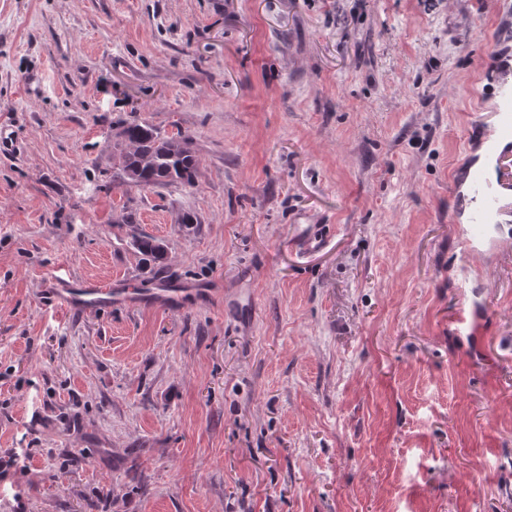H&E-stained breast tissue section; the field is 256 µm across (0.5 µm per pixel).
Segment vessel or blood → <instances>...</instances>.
Returning a JSON list of instances; mask_svg holds the SVG:
<instances>
[{"label": "vessel or blood", "mask_w": 512, "mask_h": 512, "mask_svg": "<svg viewBox=\"0 0 512 512\" xmlns=\"http://www.w3.org/2000/svg\"><path fill=\"white\" fill-rule=\"evenodd\" d=\"M500 96L501 105L492 118L480 122L477 131L480 146L492 151L491 164L484 167L468 161L462 176L476 204L462 244L468 252L485 258L493 257L499 250L491 233V220L505 212L506 193L512 190V86L501 85ZM325 240L322 227L309 224L294 235L292 242L311 252L322 248ZM111 299V289L66 275L56 277L47 303L64 311L86 312Z\"/></svg>", "instance_id": "b4317fda"}]
</instances>
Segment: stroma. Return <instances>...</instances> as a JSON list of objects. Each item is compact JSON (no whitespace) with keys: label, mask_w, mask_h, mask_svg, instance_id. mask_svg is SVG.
Here are the masks:
<instances>
[{"label":"stroma","mask_w":512,"mask_h":512,"mask_svg":"<svg viewBox=\"0 0 512 512\" xmlns=\"http://www.w3.org/2000/svg\"><path fill=\"white\" fill-rule=\"evenodd\" d=\"M500 51L512 0H0V512H512V214L469 254L451 188ZM132 119L195 187L114 181ZM305 224V227L300 225V231L292 238V244L305 252L317 251L323 247L326 240L323 226ZM132 246L142 256L151 258L153 261H161L165 257L164 243L154 236L147 234H134ZM112 300V289L103 288L94 282L75 280L70 275L57 276L47 304L70 312H86Z\"/></svg>","instance_id":"35a3bbf8"}]
</instances>
